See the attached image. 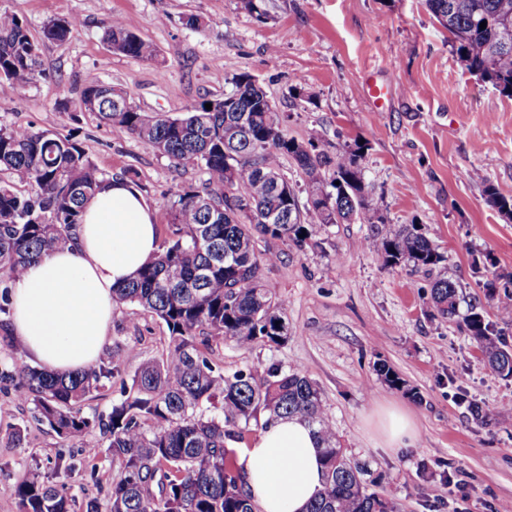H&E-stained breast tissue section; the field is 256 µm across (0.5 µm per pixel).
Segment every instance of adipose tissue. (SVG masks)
Instances as JSON below:
<instances>
[{"label":"adipose tissue","instance_id":"adipose-tissue-1","mask_svg":"<svg viewBox=\"0 0 512 512\" xmlns=\"http://www.w3.org/2000/svg\"><path fill=\"white\" fill-rule=\"evenodd\" d=\"M158 249L154 210L127 181L106 180L85 203L72 243L31 262L13 283L10 332L55 375L95 366L112 323L113 288ZM240 464L261 512H305L322 487L320 442L296 418L270 424Z\"/></svg>","mask_w":512,"mask_h":512}]
</instances>
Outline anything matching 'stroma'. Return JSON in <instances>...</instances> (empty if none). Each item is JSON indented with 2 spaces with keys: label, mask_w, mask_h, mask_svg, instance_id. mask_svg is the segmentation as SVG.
<instances>
[{
  "label": "stroma",
  "mask_w": 512,
  "mask_h": 512,
  "mask_svg": "<svg viewBox=\"0 0 512 512\" xmlns=\"http://www.w3.org/2000/svg\"><path fill=\"white\" fill-rule=\"evenodd\" d=\"M266 9L262 22L241 0H0V12L27 23L42 71L25 88L0 80V124L73 136L107 178L142 193L164 241L173 191L201 187L205 176L93 113L70 121L66 111L76 109L89 76L121 85L143 110L176 118L223 98L232 76L246 72L287 115L289 136L317 138L332 154L362 142L364 182L384 198L383 225L321 226L301 248L258 239L257 250L272 257L265 281L288 301V338L272 346L212 339L205 353L228 374L276 364L313 380L350 457L399 512H496L512 501V377L485 365L458 319L432 316L431 276L382 266L360 243L382 226L418 225L444 254L462 307L476 308L512 345V321L483 288L512 278V216L484 196L488 183L512 196V95L462 66L425 0H266ZM190 15L206 28L187 27ZM116 16L156 47L155 60L110 48L103 35ZM68 18L80 22L68 41L44 39L46 23ZM369 75L395 89L386 111L367 94ZM472 169L481 181L466 179ZM169 336L139 306L114 311L101 357L128 347L135 354L82 401L83 412L108 414L139 364L163 357ZM383 365L400 386L381 376ZM471 399L488 421L474 419ZM386 404L410 415L412 447H379L368 421ZM14 425L22 442L10 436ZM107 445L96 429L79 440L58 436L32 405L0 388V512H20L12 490L34 472L72 499L73 512L91 500L107 507L116 475ZM89 447L96 455H86ZM58 460L64 471H55Z\"/></svg>",
  "instance_id": "1"
}]
</instances>
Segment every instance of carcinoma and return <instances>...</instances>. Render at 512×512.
Segmentation results:
<instances>
[{
	"label": "carcinoma",
	"instance_id": "obj_1",
	"mask_svg": "<svg viewBox=\"0 0 512 512\" xmlns=\"http://www.w3.org/2000/svg\"><path fill=\"white\" fill-rule=\"evenodd\" d=\"M460 63L482 81L512 93V0H425ZM486 23L480 29V23ZM78 28L57 19L44 38L65 41ZM111 48L142 60L156 49L125 21L113 19L105 31ZM39 73L38 47L19 17L0 13V79L16 87ZM237 101L195 106L182 118L143 111L128 92L96 77L86 79L79 108L92 112L177 165H199L207 175L204 191L179 187L173 193L169 224L174 238L161 246L129 282L112 289L116 307L138 305L170 331L164 359L139 364L131 384L106 418L87 417L77 405L101 387L123 364L117 350L109 365L68 378L56 377L23 361L13 348L11 366L0 382L33 404L39 420L57 435L81 438L93 428L108 435L117 476L109 512H257L244 489V476L231 458L229 442L257 413L266 424L298 417L320 439L324 457L322 489L308 512H396L393 502L370 489L368 471L351 460L326 415L318 386L308 377L271 365L265 376L232 374L195 344L200 332L237 344L278 345L288 334V305L267 287L262 269L268 257L257 252L256 237L303 247L312 239L311 216L320 224L372 223L379 200L362 178L361 152L331 156L317 140L299 141L285 130L287 117L247 73L231 79ZM293 160L303 174L306 205L282 173L281 160ZM105 181L104 174L69 136L0 125V322L10 314V284L35 258L65 247L85 201ZM487 202L512 215V199L485 185ZM364 249L382 265L410 263L428 271L444 261L415 224L364 240ZM436 313L457 312V286L440 274L430 290ZM465 330L481 346L486 365L512 377V345L477 313ZM21 512H70V500L36 473L13 489Z\"/></svg>",
	"mask_w": 512,
	"mask_h": 512
}]
</instances>
